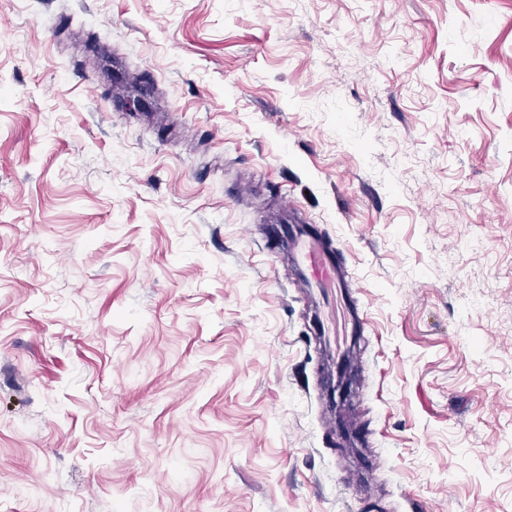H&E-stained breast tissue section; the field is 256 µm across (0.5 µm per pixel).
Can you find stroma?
<instances>
[{
	"mask_svg": "<svg viewBox=\"0 0 512 512\" xmlns=\"http://www.w3.org/2000/svg\"><path fill=\"white\" fill-rule=\"evenodd\" d=\"M0 30V512H512V0H0ZM282 192L366 314L354 345L325 310L376 468L261 248Z\"/></svg>",
	"mask_w": 512,
	"mask_h": 512,
	"instance_id": "obj_1",
	"label": "stroma"
}]
</instances>
